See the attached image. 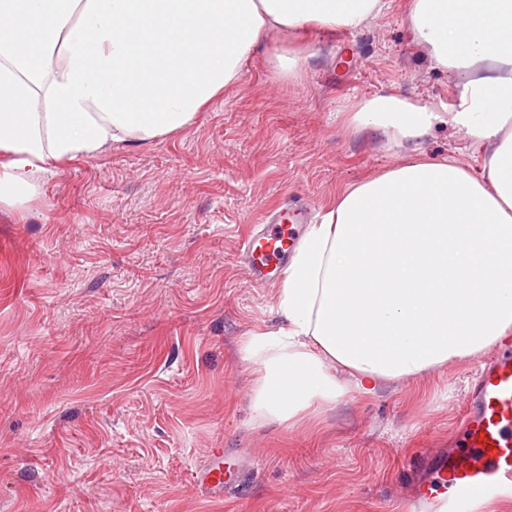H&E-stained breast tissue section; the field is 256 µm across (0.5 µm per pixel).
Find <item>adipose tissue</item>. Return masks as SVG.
Instances as JSON below:
<instances>
[{"instance_id":"adipose-tissue-1","label":"adipose tissue","mask_w":512,"mask_h":512,"mask_svg":"<svg viewBox=\"0 0 512 512\" xmlns=\"http://www.w3.org/2000/svg\"><path fill=\"white\" fill-rule=\"evenodd\" d=\"M382 0H0V209L57 164L190 127L239 82L260 39L356 29ZM412 41L457 76L450 112L396 95L344 121L399 159L310 224L251 332L252 408L289 428L347 391L466 363L512 336V0H410ZM484 149L480 171L422 150L439 125Z\"/></svg>"}]
</instances>
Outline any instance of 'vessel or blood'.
Here are the masks:
<instances>
[{"label": "vessel or blood", "instance_id": "1", "mask_svg": "<svg viewBox=\"0 0 512 512\" xmlns=\"http://www.w3.org/2000/svg\"><path fill=\"white\" fill-rule=\"evenodd\" d=\"M307 220V210L297 208L283 221L247 236L241 250L251 270L262 277L276 275L297 245L292 225ZM471 393L475 411L461 427L453 451L431 478L432 483L447 487L461 507L483 497L493 486L512 482V350L482 370ZM193 483L204 493L223 490L222 465L195 472Z\"/></svg>", "mask_w": 512, "mask_h": 512}]
</instances>
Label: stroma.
I'll return each instance as SVG.
<instances>
[{
  "label": "stroma",
  "mask_w": 512,
  "mask_h": 512,
  "mask_svg": "<svg viewBox=\"0 0 512 512\" xmlns=\"http://www.w3.org/2000/svg\"><path fill=\"white\" fill-rule=\"evenodd\" d=\"M407 0L358 30L267 35L194 125L55 166L0 210V512H408L421 459L460 427L486 355L347 392L313 428L254 420L242 344L275 325L279 279L243 238L320 214L397 160L343 121L377 95L450 111L459 90L411 40ZM307 50L299 78L276 56ZM479 167L450 126L422 144ZM224 451V497L192 474Z\"/></svg>",
  "instance_id": "1"
}]
</instances>
